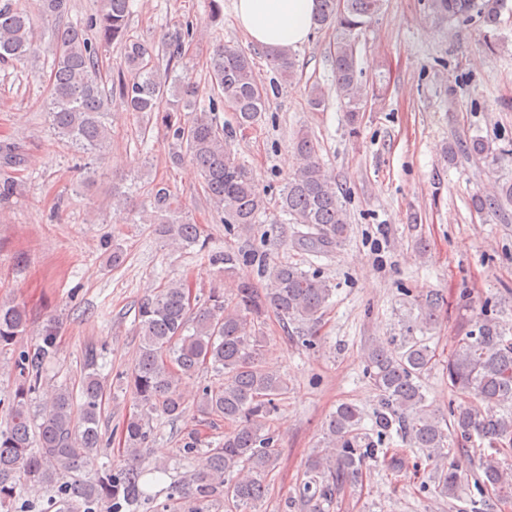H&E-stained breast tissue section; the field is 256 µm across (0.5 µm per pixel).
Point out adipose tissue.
I'll list each match as a JSON object with an SVG mask.
<instances>
[{"instance_id": "ef3b65f1", "label": "adipose tissue", "mask_w": 512, "mask_h": 512, "mask_svg": "<svg viewBox=\"0 0 512 512\" xmlns=\"http://www.w3.org/2000/svg\"><path fill=\"white\" fill-rule=\"evenodd\" d=\"M320 0H233L236 23L246 39L266 51L306 43Z\"/></svg>"}]
</instances>
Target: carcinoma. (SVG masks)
Wrapping results in <instances>:
<instances>
[{
	"label": "carcinoma",
	"mask_w": 512,
	"mask_h": 512,
	"mask_svg": "<svg viewBox=\"0 0 512 512\" xmlns=\"http://www.w3.org/2000/svg\"><path fill=\"white\" fill-rule=\"evenodd\" d=\"M382 0H321L316 19L319 27L336 29L333 49L336 95L354 123L363 108L365 92L357 80L356 38L378 14ZM506 0H430L438 19L465 21L479 10L485 28L481 47L496 48L495 35L502 24ZM131 0H100L87 23H68L57 28V49L51 63L46 105L50 128L74 151L103 154L111 140L112 108L124 112L197 113L186 124L168 126L172 139L185 149L201 176L204 196L224 223L241 236L254 232L268 202L256 183L253 169L232 150V136L224 131L214 112L222 102L232 109L238 128L249 129L266 111L267 92L257 82L250 58L238 48L217 44L207 64L208 82L203 88L169 67L147 59L149 51L129 35ZM34 20L17 0H0V64L26 59L33 50ZM193 38L188 27L164 43L172 61ZM118 45L123 51L117 78L102 79L100 49ZM273 71L290 82L297 76L291 49L268 53ZM292 149L297 166L288 177L278 200L281 213L306 231L297 242L321 253L346 239L350 223L339 189L318 157L315 137L297 132ZM462 152L497 161L512 155L508 146L493 147L481 137L448 146V162ZM6 165L25 163L21 144L0 147ZM512 205V183L493 190L477 189L470 209L479 216L505 215ZM140 224L155 225L156 233L176 249L204 246L199 226L190 222L178 196L164 182L152 184L148 203L138 212ZM231 278L243 255L232 248L211 255ZM264 284L240 283L233 301L213 288L200 306L192 305L190 288L171 281L137 304L135 329L140 347L131 369L125 373L139 412L119 426L127 467L116 472L105 468L92 480L77 478L87 457L102 447L101 403L105 393L99 359L103 350L85 348L79 392L66 385L44 390L46 366L56 354V327L46 326L43 341L14 358L12 367L21 383L8 402L7 417L0 425V512H12L19 486L38 494L53 490L64 505L82 512H100L104 504L112 512H139L146 493L142 488V462L153 437V420L185 417L188 406L181 385L206 368L224 377L216 389L205 388L195 402L196 411L227 426L224 439L213 444L197 432L182 439L192 455L181 496L189 512H261L267 498L266 477L280 464L278 441L269 431L278 402L288 394V375L267 369L262 362L266 344L263 325L272 313L283 325H315L329 305L335 286L315 272L295 264L259 259ZM444 298L429 290L415 298L414 324L405 335L365 346L364 374L378 396L377 407L366 415L359 406L344 402L336 407L323 428V449L305 463L304 480L297 497L288 501L289 512H324L341 491L362 481L369 462L383 459L398 472L408 465V452L429 462L428 479L435 495L457 498L464 478L457 455L478 458L470 472L482 491L469 501L466 512H500L512 506V336L485 307L476 322L466 320L462 335L448 354L445 371L448 389L461 398L441 416L426 403L425 376L439 363L428 332L437 328ZM29 312L19 302L0 303V351L9 349L24 335ZM420 335H415V332ZM42 394L38 413L32 400ZM371 427L365 428V418ZM480 440L478 448H454L457 439ZM398 439L400 448L383 444Z\"/></svg>",
	"instance_id": "obj_1"
}]
</instances>
